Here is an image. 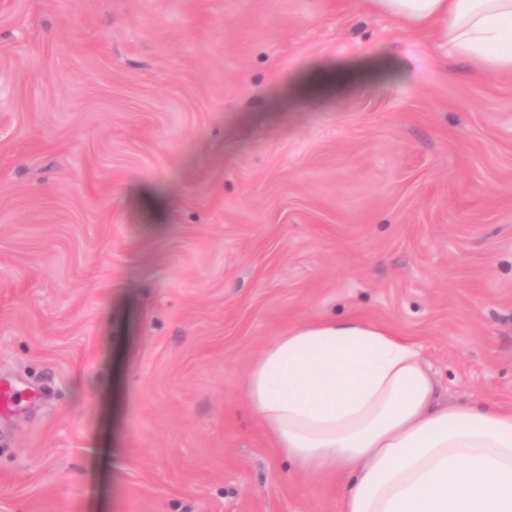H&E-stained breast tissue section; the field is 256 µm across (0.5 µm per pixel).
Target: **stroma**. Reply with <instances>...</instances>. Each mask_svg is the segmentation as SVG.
<instances>
[{
  "label": "stroma",
  "mask_w": 512,
  "mask_h": 512,
  "mask_svg": "<svg viewBox=\"0 0 512 512\" xmlns=\"http://www.w3.org/2000/svg\"><path fill=\"white\" fill-rule=\"evenodd\" d=\"M348 316L512 406V73L364 0H0V512H342L244 391ZM384 66L374 63H358L351 65H337L329 70L318 71L305 78L301 88H307L310 85L339 86L348 83L361 75H375L383 70Z\"/></svg>",
  "instance_id": "35a3bbf8"
}]
</instances>
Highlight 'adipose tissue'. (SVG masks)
<instances>
[{
	"label": "adipose tissue",
	"mask_w": 512,
	"mask_h": 512,
	"mask_svg": "<svg viewBox=\"0 0 512 512\" xmlns=\"http://www.w3.org/2000/svg\"><path fill=\"white\" fill-rule=\"evenodd\" d=\"M448 55L512 72V0H368ZM246 399L278 452L348 481L342 512H512V407L441 405L419 349L356 317L304 320L253 362Z\"/></svg>",
	"instance_id": "1"
}]
</instances>
